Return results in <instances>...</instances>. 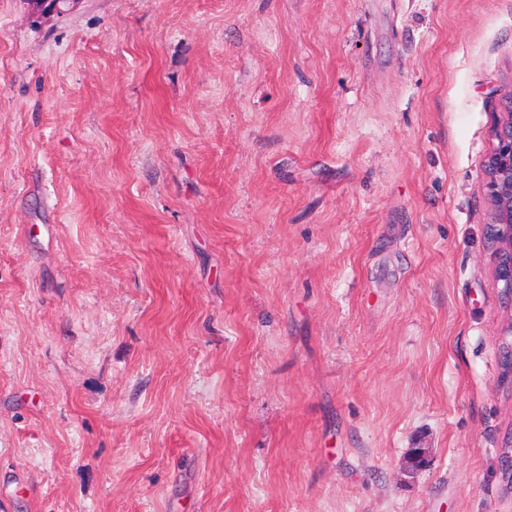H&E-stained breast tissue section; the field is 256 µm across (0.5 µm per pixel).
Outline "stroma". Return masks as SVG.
<instances>
[{
  "instance_id": "stroma-1",
  "label": "stroma",
  "mask_w": 512,
  "mask_h": 512,
  "mask_svg": "<svg viewBox=\"0 0 512 512\" xmlns=\"http://www.w3.org/2000/svg\"><path fill=\"white\" fill-rule=\"evenodd\" d=\"M511 101L512 0H0V512H512ZM484 168L490 208L485 238L493 255L492 278L501 285L502 297L510 309L499 334V387L512 396V101L508 110L497 113L494 120Z\"/></svg>"
}]
</instances>
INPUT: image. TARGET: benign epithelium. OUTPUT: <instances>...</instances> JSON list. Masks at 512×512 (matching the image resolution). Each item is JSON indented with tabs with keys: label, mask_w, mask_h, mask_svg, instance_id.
<instances>
[{
	"label": "benign epithelium",
	"mask_w": 512,
	"mask_h": 512,
	"mask_svg": "<svg viewBox=\"0 0 512 512\" xmlns=\"http://www.w3.org/2000/svg\"><path fill=\"white\" fill-rule=\"evenodd\" d=\"M484 168L490 208L485 238L493 255L492 278L500 285L506 307L512 310V106L497 113ZM498 356L499 387L512 394V315L501 327Z\"/></svg>",
	"instance_id": "1"
}]
</instances>
